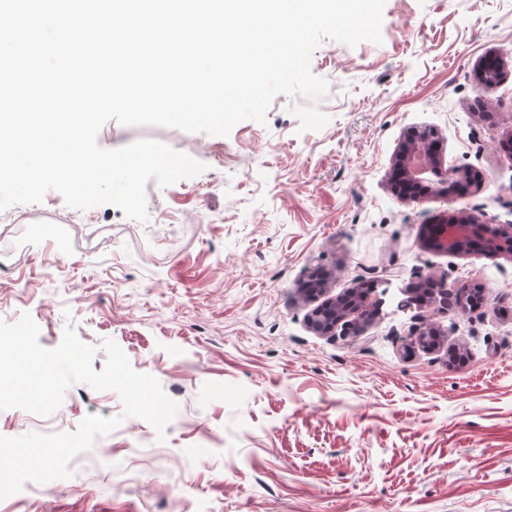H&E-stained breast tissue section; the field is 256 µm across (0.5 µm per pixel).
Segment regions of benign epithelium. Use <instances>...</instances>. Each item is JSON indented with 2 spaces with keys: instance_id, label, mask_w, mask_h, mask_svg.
<instances>
[{
  "instance_id": "7a95c632",
  "label": "benign epithelium",
  "mask_w": 512,
  "mask_h": 512,
  "mask_svg": "<svg viewBox=\"0 0 512 512\" xmlns=\"http://www.w3.org/2000/svg\"><path fill=\"white\" fill-rule=\"evenodd\" d=\"M501 67L502 63L494 56L481 62L483 93L493 90ZM463 178H469V174L444 167L435 130L415 128L406 134L395 155V181L405 188L407 198L422 202L432 197H448ZM425 241L437 250L454 254L482 252L491 257L512 258V224H492L472 213L429 225ZM326 283L325 274H315L304 289L305 296L311 301L318 300L325 293ZM374 317L368 296L359 282L317 305L309 316V324L320 334L334 336L339 329L345 336H356ZM419 321L412 330L410 345L427 350L439 347L443 341L440 327L424 317Z\"/></svg>"
}]
</instances>
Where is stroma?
Returning <instances> with one entry per match:
<instances>
[{
    "instance_id": "stroma-1",
    "label": "stroma",
    "mask_w": 512,
    "mask_h": 512,
    "mask_svg": "<svg viewBox=\"0 0 512 512\" xmlns=\"http://www.w3.org/2000/svg\"><path fill=\"white\" fill-rule=\"evenodd\" d=\"M381 36L317 48L318 130L292 112L301 95L225 136L105 122L102 148L154 140L206 166L148 181L147 223L107 203L77 223L55 190L0 212V319L30 314L47 349L73 327L97 371L113 340L179 405L162 441L118 392L83 383L50 416L0 411L6 437L124 418L95 442L115 469L76 456L51 495L0 512H512V259L424 240L460 212L512 224V0H386ZM490 54L503 68L486 95ZM414 127L436 129L446 166L477 183L422 204L393 193ZM318 270L331 297L387 282L360 336L309 328L300 286ZM428 275L486 296L435 315L446 342L433 353L408 345L421 312L408 288Z\"/></svg>"
}]
</instances>
